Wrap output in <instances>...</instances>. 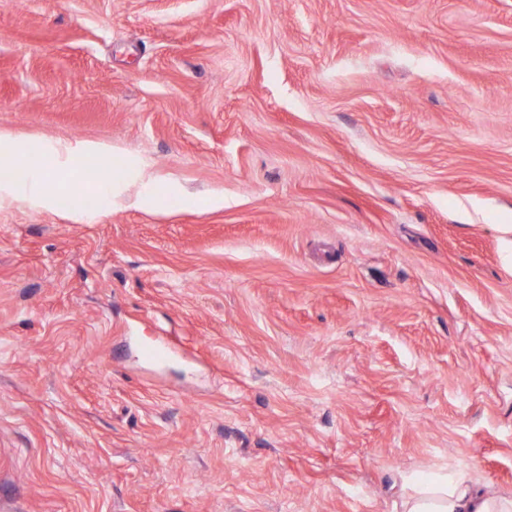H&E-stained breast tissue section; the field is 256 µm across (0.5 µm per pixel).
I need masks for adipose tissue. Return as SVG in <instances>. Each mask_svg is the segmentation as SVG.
<instances>
[{
	"label": "adipose tissue",
	"mask_w": 512,
	"mask_h": 512,
	"mask_svg": "<svg viewBox=\"0 0 512 512\" xmlns=\"http://www.w3.org/2000/svg\"><path fill=\"white\" fill-rule=\"evenodd\" d=\"M107 151V145L99 143L32 146L0 136L1 156L23 154L28 158L22 180L0 184V202L18 200L53 206L54 182L49 169L41 163L42 157L53 153L71 162L79 156L98 157ZM400 500L401 512H512V496L493 491L466 464L403 478Z\"/></svg>",
	"instance_id": "obj_1"
}]
</instances>
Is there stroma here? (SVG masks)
I'll list each match as a JSON object with an SVG mask.
<instances>
[{"mask_svg": "<svg viewBox=\"0 0 512 512\" xmlns=\"http://www.w3.org/2000/svg\"><path fill=\"white\" fill-rule=\"evenodd\" d=\"M0 133L124 158L0 203V512L512 495V0H0ZM141 178L144 189L138 202L145 205H162L167 196L158 189V177L151 171L143 170ZM400 500L401 512L512 511V496L493 491L467 464L403 477Z\"/></svg>", "mask_w": 512, "mask_h": 512, "instance_id": "obj_1", "label": "stroma"}]
</instances>
